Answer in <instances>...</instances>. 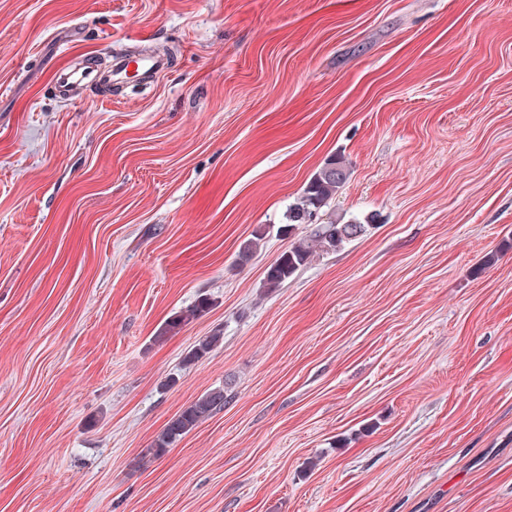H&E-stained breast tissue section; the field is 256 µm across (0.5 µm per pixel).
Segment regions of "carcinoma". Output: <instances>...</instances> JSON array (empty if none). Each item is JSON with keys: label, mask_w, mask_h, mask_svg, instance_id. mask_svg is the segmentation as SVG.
<instances>
[{"label": "carcinoma", "mask_w": 512, "mask_h": 512, "mask_svg": "<svg viewBox=\"0 0 512 512\" xmlns=\"http://www.w3.org/2000/svg\"><path fill=\"white\" fill-rule=\"evenodd\" d=\"M349 176V168L345 161L334 157L328 159L316 171L302 193L288 207V223L277 228L279 235H292L296 227L311 223V219L323 208L330 205L340 188ZM375 217L365 222L348 221L340 223L330 220L317 224L310 235L301 237L285 248L270 263L264 274V287L274 290L281 287L299 270L311 261L315 250L325 253L341 250L346 244L366 236L374 228ZM211 306L210 299L203 297L193 306L179 312L169 319L160 330L155 340L161 341L170 333L179 331L184 325L199 317ZM220 337L207 336L198 341L184 358V365L190 366L204 358L217 345ZM224 389L216 388L206 392L190 405L182 409L166 424L154 444L149 448L155 457L163 456L177 440L194 430L200 423L224 408Z\"/></svg>", "instance_id": "carcinoma-1"}]
</instances>
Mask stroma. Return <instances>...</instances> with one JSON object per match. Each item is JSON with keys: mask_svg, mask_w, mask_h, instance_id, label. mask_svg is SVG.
<instances>
[{"mask_svg": "<svg viewBox=\"0 0 512 512\" xmlns=\"http://www.w3.org/2000/svg\"><path fill=\"white\" fill-rule=\"evenodd\" d=\"M334 155L375 228L266 290ZM0 512H512V0H0ZM137 69L145 79L155 77L158 73L168 70L171 58L152 53H141L136 59ZM129 64L126 59L120 58L114 61L110 70L101 72L96 60L94 63H88L77 69L63 70L57 76L51 86L54 97L60 101H73L83 86L100 82H119L127 74ZM118 77L117 79H114ZM210 306L211 302L209 298H200L193 306L179 312L169 319L160 330L158 336H155L154 339L161 341L167 337L168 334L178 332L184 325L206 312ZM225 400L223 388L212 389L200 396L168 421L152 447L149 448L150 453L158 458L163 456L173 443L223 409Z\"/></svg>", "mask_w": 512, "mask_h": 512, "instance_id": "stroma-1", "label": "stroma"}]
</instances>
